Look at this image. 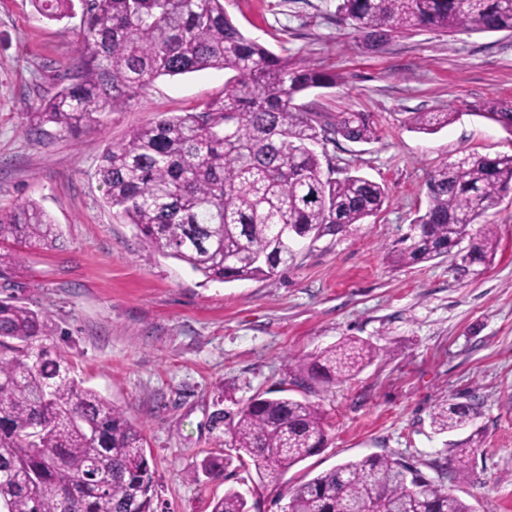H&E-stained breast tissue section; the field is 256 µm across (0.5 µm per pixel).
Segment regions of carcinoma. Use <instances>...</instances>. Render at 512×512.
<instances>
[{"mask_svg":"<svg viewBox=\"0 0 512 512\" xmlns=\"http://www.w3.org/2000/svg\"><path fill=\"white\" fill-rule=\"evenodd\" d=\"M59 20L73 0H35ZM84 75L30 113V131L47 124L73 132L123 109L131 93L160 76L209 68L225 72L224 95L182 115H162L106 148L97 168L106 204L162 255L207 281L272 278L292 258L298 238L342 232L379 212L384 186L356 172L323 173L313 144L340 135L374 139L364 113L332 120L297 100L331 88L336 76L298 69L243 34L224 0H82ZM338 13L376 50L403 31L512 33V0H339ZM485 117L512 132V103L489 101ZM456 112H417L413 129L432 133ZM427 204L393 251L413 265L450 254L470 226L512 190V156L468 155L433 170ZM52 247L53 220L35 202L0 214V242ZM495 250L492 225L462 256L486 264ZM49 317L0 300V512H153V471L138 427L98 392L80 387L70 364L52 352ZM376 356L375 347L346 338L300 371L341 383ZM475 415L463 403L438 406L439 433L466 428ZM225 436L224 461L191 475L215 477L238 462L259 479H275L313 456L327 441L318 405L289 396L256 397L234 413L216 410ZM476 440L455 443L456 475H468ZM364 502L375 512H473V507L404 461L369 456L348 461L294 486L291 512H336L337 500ZM212 512H251L230 487Z\"/></svg>","mask_w":512,"mask_h":512,"instance_id":"obj_1","label":"carcinoma"}]
</instances>
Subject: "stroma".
<instances>
[{
	"label": "stroma",
	"instance_id": "stroma-1",
	"mask_svg": "<svg viewBox=\"0 0 512 512\" xmlns=\"http://www.w3.org/2000/svg\"><path fill=\"white\" fill-rule=\"evenodd\" d=\"M338 0H224L242 32L297 66L337 76L303 96L329 116L367 114L375 140L316 144L334 171L356 169L385 186L380 212L347 231L306 239L271 279L205 281L166 258L107 206L95 171L106 147L153 118L221 95L224 72L160 77L118 112L77 135L29 131L28 112L63 75L82 71L79 17L50 20L34 0H0V212L36 201L60 238L16 254L0 300L49 316V344L81 386L136 424L155 467L154 512H211L234 487L252 512H280L297 482L338 464L388 455L444 482L474 512H512V192L489 210L497 248L488 265L460 259L396 266L388 254L427 203L434 169L470 154L512 155V133L473 106L512 102V35L406 31L381 49L359 46ZM417 112H453L432 134ZM357 337L374 361L342 384L296 383L291 363ZM221 407L282 394L319 403L328 423L320 452L276 480L224 471L191 480L218 453L211 417ZM469 402L479 440L465 478L455 436L431 426L443 403Z\"/></svg>",
	"mask_w": 512,
	"mask_h": 512
}]
</instances>
